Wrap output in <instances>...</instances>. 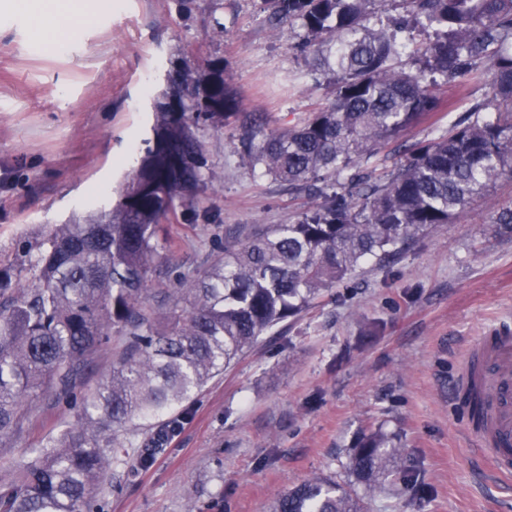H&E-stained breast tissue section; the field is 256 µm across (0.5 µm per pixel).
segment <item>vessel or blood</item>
<instances>
[{
    "instance_id": "obj_1",
    "label": "vessel or blood",
    "mask_w": 512,
    "mask_h": 512,
    "mask_svg": "<svg viewBox=\"0 0 512 512\" xmlns=\"http://www.w3.org/2000/svg\"><path fill=\"white\" fill-rule=\"evenodd\" d=\"M463 381L474 384L489 407L476 434L480 447L499 460L503 473L512 472V327H494L471 347Z\"/></svg>"
}]
</instances>
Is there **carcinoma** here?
<instances>
[{
	"label": "carcinoma",
	"mask_w": 512,
	"mask_h": 512,
	"mask_svg": "<svg viewBox=\"0 0 512 512\" xmlns=\"http://www.w3.org/2000/svg\"><path fill=\"white\" fill-rule=\"evenodd\" d=\"M266 21L303 31L301 49L332 75L334 95L299 127L268 130L245 115L239 161L291 186L332 179L324 201L292 224L260 228L201 278L148 288L160 260L157 232L177 205L206 187L199 131L224 127L237 107L226 63L169 70L155 102L152 145L115 208L84 224H60L42 243L32 288L0 268V441L22 430V402L52 394L70 401L78 424L15 464L0 485V512H101L104 474L127 463L117 434L134 420L176 425L175 413L259 339L300 316L361 266L384 262L449 224L503 177H512V0H400L406 16L436 28L435 40L402 56L401 24L372 23L386 0H263ZM491 74L471 120L416 143L384 181L369 161L401 133L445 111L437 78L468 84ZM494 231L512 234V203ZM119 337L112 376L89 396L75 390L91 356ZM397 439L381 426L348 455L345 470L372 492L400 478ZM271 512H368L327 477L279 494Z\"/></svg>",
	"instance_id": "1"
}]
</instances>
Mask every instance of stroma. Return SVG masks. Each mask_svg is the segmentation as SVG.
<instances>
[{
  "instance_id": "stroma-1",
  "label": "stroma",
  "mask_w": 512,
  "mask_h": 512,
  "mask_svg": "<svg viewBox=\"0 0 512 512\" xmlns=\"http://www.w3.org/2000/svg\"><path fill=\"white\" fill-rule=\"evenodd\" d=\"M223 32H216L215 22ZM32 20L0 13V266L17 285L58 224L113 205V191L139 163L155 116L151 103L174 64L227 61L237 109L270 127L303 124L333 94L296 45L298 27H272L261 0H111L73 41L36 49ZM484 92L475 75L453 114H437L380 153L385 177L404 146L427 141L464 117ZM237 118L204 127L208 186L162 222L166 262L153 276L203 273L224 251L268 224H289L312 204L307 188L251 172L236 156ZM512 202L502 178L452 223L429 230L387 266L364 264L186 404L164 450L145 469L112 468L105 512H269L277 493L317 475L347 482L343 465L363 432L396 435L415 484L375 492L370 512H512V475L480 454L461 397L469 343L512 323V237L491 222ZM22 433L0 441V482L16 461L74 423L65 401L44 396L25 408Z\"/></svg>"
}]
</instances>
